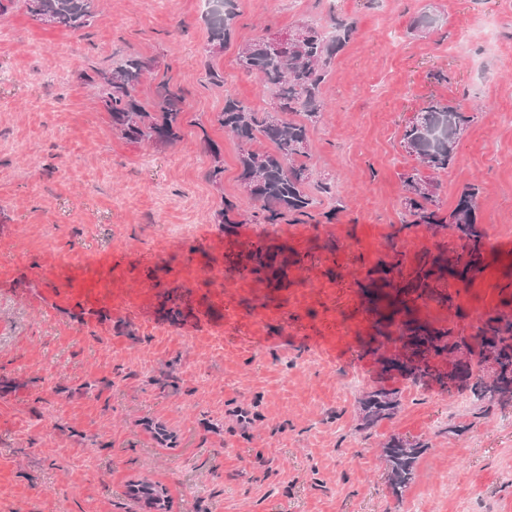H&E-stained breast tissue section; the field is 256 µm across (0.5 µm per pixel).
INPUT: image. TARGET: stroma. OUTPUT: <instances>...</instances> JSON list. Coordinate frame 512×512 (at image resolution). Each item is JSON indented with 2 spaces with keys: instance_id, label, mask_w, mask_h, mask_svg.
Segmentation results:
<instances>
[{
  "instance_id": "35a3bbf8",
  "label": "stroma",
  "mask_w": 512,
  "mask_h": 512,
  "mask_svg": "<svg viewBox=\"0 0 512 512\" xmlns=\"http://www.w3.org/2000/svg\"><path fill=\"white\" fill-rule=\"evenodd\" d=\"M82 30L34 20L22 0L0 16V512H128V487H165L169 512H512V399L479 401L448 384V357L375 348L369 270L404 252L453 262L469 251L454 225L405 218L400 140L429 102L474 120L436 174L440 216L479 189L484 239L512 241V0H234L233 35L208 54L205 0H96ZM433 29L414 30L420 14ZM355 31L322 92L310 138L318 224H258L239 180L237 141L217 123L225 95L258 108L270 91L236 62L239 45L304 21ZM151 60L185 96L181 138L165 147L113 131L85 71ZM223 72V86L209 69ZM224 180L212 184V148ZM237 224L217 220L224 201ZM290 263L225 295L210 267L249 264L250 240ZM147 259H124L126 251ZM70 260L67 269L59 259ZM232 304L256 347L199 323ZM421 322L471 335L470 318L512 316V287L492 264L459 284L454 306L411 299ZM292 317L335 353L284 337ZM428 366L416 383L384 360ZM394 390L399 407L365 424L362 399ZM258 410L250 423L236 409ZM425 445L403 500L383 449Z\"/></svg>"
}]
</instances>
